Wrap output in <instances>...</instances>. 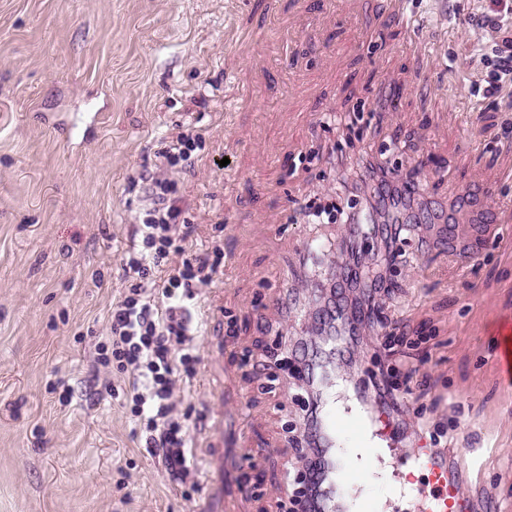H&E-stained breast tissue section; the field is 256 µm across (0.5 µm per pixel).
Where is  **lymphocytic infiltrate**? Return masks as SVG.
I'll use <instances>...</instances> for the list:
<instances>
[{
	"label": "lymphocytic infiltrate",
	"instance_id": "obj_1",
	"mask_svg": "<svg viewBox=\"0 0 512 512\" xmlns=\"http://www.w3.org/2000/svg\"><path fill=\"white\" fill-rule=\"evenodd\" d=\"M495 8L474 14L471 24L478 37H490L491 45H480L479 61L489 71L487 86L473 85V93L492 96L505 83H512V0H494ZM360 181L374 199L373 205L342 210L349 226L350 260L325 299L319 319L336 341L337 353L348 351L357 342L358 319H345L344 293L349 288L365 292L367 317L381 328L391 320L377 303L379 296L391 294L393 282L387 273L404 259L397 243L410 235L412 226L404 212L413 191L411 181L397 180L382 163L363 161ZM133 185L147 206L139 218L133 239L121 260L122 277L129 287L107 314L108 336L98 347L101 365L114 366L124 376L123 405L133 416L147 452L156 457L172 481H184L196 474L190 450L189 425L173 413L172 390L176 379H193L198 357L195 339L200 326L197 315L205 302L203 287L213 284L224 266V250L212 245L206 252H189L187 244L193 227L180 223L175 182L143 174ZM381 238L384 249L375 275H366L359 249L370 238ZM177 264H170V257ZM308 445L304 477L309 493L302 501L307 512H321L316 477L324 463L319 436V414L315 398L305 406Z\"/></svg>",
	"mask_w": 512,
	"mask_h": 512
}]
</instances>
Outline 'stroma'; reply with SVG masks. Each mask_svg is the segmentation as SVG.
<instances>
[{
	"label": "stroma",
	"mask_w": 512,
	"mask_h": 512,
	"mask_svg": "<svg viewBox=\"0 0 512 512\" xmlns=\"http://www.w3.org/2000/svg\"><path fill=\"white\" fill-rule=\"evenodd\" d=\"M489 4L0 0V512H285L305 395L287 360L325 339L318 285L348 236L305 204L339 195L366 153L403 176L429 163L393 278L405 339L364 327L332 368L350 390L412 373L404 420L428 432L400 453L471 449L474 512H512L495 360L512 319V99L470 93L485 76L470 18ZM182 132L202 137L194 167L156 170ZM154 170L176 182L194 250L224 249L197 374L171 398L202 464L221 463L217 490L168 479L104 389L123 374L96 362L146 206L131 182Z\"/></svg>",
	"instance_id": "35a3bbf8"
}]
</instances>
